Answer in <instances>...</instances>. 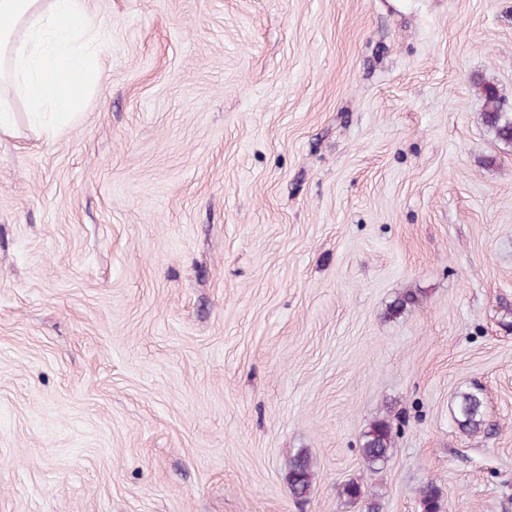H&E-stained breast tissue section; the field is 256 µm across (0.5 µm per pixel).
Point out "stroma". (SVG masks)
Returning a JSON list of instances; mask_svg holds the SVG:
<instances>
[{
    "label": "stroma",
    "mask_w": 512,
    "mask_h": 512,
    "mask_svg": "<svg viewBox=\"0 0 512 512\" xmlns=\"http://www.w3.org/2000/svg\"><path fill=\"white\" fill-rule=\"evenodd\" d=\"M89 9L85 106L0 133V512H367L352 479L512 512V144L477 92L512 102V0ZM483 101V122L496 140L512 143V113L503 109L502 97L498 87L491 82L477 84ZM484 397L481 389L473 386L456 393L453 418L467 434L480 433L486 427ZM391 422L381 419L372 422L362 434V457L370 469L384 465L393 453L394 430ZM313 478L311 456L300 450L291 462L288 483L295 496L304 497L310 490Z\"/></svg>",
    "instance_id": "1"
}]
</instances>
